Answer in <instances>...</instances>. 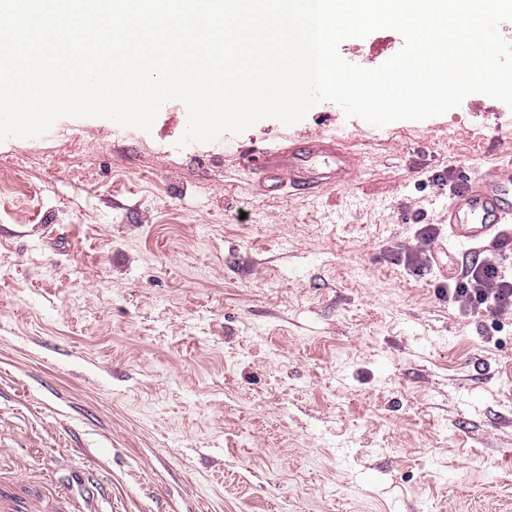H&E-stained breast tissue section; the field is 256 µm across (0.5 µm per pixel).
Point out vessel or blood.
Returning <instances> with one entry per match:
<instances>
[{"label":"vessel or blood","instance_id":"vessel-or-blood-1","mask_svg":"<svg viewBox=\"0 0 512 512\" xmlns=\"http://www.w3.org/2000/svg\"><path fill=\"white\" fill-rule=\"evenodd\" d=\"M261 191L289 187L314 194L332 184H352L358 169L356 156L336 137L307 138L280 149H258L248 156ZM448 242L464 257L475 259L485 248L512 244V165L470 180L448 204Z\"/></svg>","mask_w":512,"mask_h":512}]
</instances>
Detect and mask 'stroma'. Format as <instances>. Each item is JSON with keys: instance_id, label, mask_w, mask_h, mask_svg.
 <instances>
[{"instance_id": "35a3bbf8", "label": "stroma", "mask_w": 512, "mask_h": 512, "mask_svg": "<svg viewBox=\"0 0 512 512\" xmlns=\"http://www.w3.org/2000/svg\"><path fill=\"white\" fill-rule=\"evenodd\" d=\"M186 126L172 100L147 132L0 141V488L54 512L93 468L103 512H512V314L439 295L465 265L436 182L512 160V109ZM320 134L359 153L349 188L254 189L243 151Z\"/></svg>"}]
</instances>
